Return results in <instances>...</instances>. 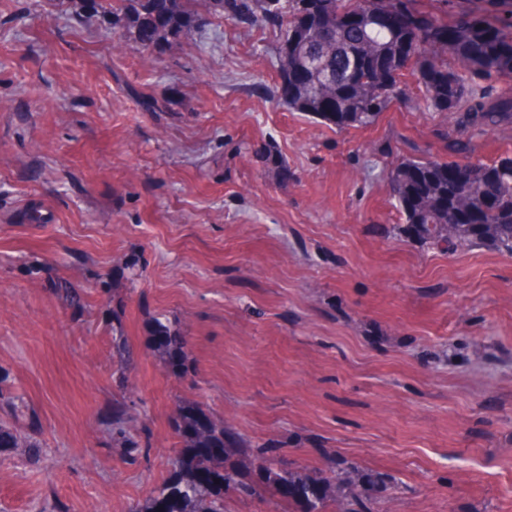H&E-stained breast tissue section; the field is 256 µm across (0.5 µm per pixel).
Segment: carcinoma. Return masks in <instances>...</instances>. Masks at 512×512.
<instances>
[{
    "instance_id": "obj_1",
    "label": "carcinoma",
    "mask_w": 512,
    "mask_h": 512,
    "mask_svg": "<svg viewBox=\"0 0 512 512\" xmlns=\"http://www.w3.org/2000/svg\"><path fill=\"white\" fill-rule=\"evenodd\" d=\"M412 0H210L212 9L244 22L280 27L282 42L298 39L294 56L280 55L278 99L338 130L366 127L401 92L406 75L422 86L427 107L448 113L457 137L448 149L463 156L466 175L451 171L458 162L427 157L404 159L388 173L406 224L417 226L423 240L457 250L478 241L512 253V157L488 164L472 160L473 141L512 127V95L494 83L512 79V20L462 11L451 17L423 16ZM89 17L122 13L128 40L145 29L162 43L191 36L197 14L192 0H77ZM442 168L450 175L431 178ZM187 340L156 337L164 359L185 356ZM184 448L173 471L139 512H224V489L234 481L224 468V428L206 422L200 409L178 408ZM0 448L25 457L35 444L0 427ZM274 484L291 497L327 501L336 482L260 470L246 493Z\"/></svg>"
}]
</instances>
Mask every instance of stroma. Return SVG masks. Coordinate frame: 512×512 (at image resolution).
Here are the masks:
<instances>
[{"mask_svg":"<svg viewBox=\"0 0 512 512\" xmlns=\"http://www.w3.org/2000/svg\"><path fill=\"white\" fill-rule=\"evenodd\" d=\"M194 7L199 34L149 51L123 15L0 0V423L41 449L0 448V512H134L188 403L240 481L512 512V254L425 244L387 179L450 159L447 114L409 78L375 124L319 123L277 100L278 28ZM274 500L311 509L261 486L224 512ZM187 340L182 336H171L167 331L163 336H156V347L161 350L166 362L169 358H182L185 356ZM275 484L279 488L288 486L291 497L311 500L319 503L327 501L330 492L336 488V481L330 479L311 480L296 474L281 475L274 473L270 468L259 470L256 479L251 483H240L238 489L242 492L252 493L256 486Z\"/></svg>","mask_w":512,"mask_h":512,"instance_id":"obj_1","label":"stroma"}]
</instances>
